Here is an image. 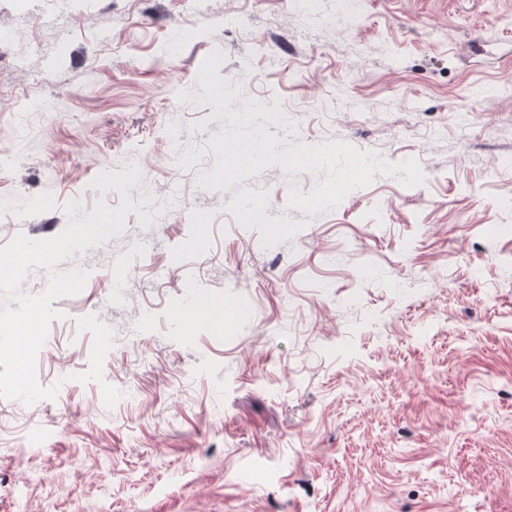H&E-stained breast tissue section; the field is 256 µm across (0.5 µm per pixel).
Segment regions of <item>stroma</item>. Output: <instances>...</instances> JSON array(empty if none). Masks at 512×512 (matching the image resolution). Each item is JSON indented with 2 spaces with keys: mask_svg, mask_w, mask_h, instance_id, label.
<instances>
[{
  "mask_svg": "<svg viewBox=\"0 0 512 512\" xmlns=\"http://www.w3.org/2000/svg\"><path fill=\"white\" fill-rule=\"evenodd\" d=\"M216 49L230 110L424 183L313 216L310 171L197 186ZM510 158L512 0H0V198L58 204L0 245L118 207L91 183L131 163L163 208L59 263L89 277L37 355L57 397L0 405V512H512Z\"/></svg>",
  "mask_w": 512,
  "mask_h": 512,
  "instance_id": "1",
  "label": "stroma"
}]
</instances>
